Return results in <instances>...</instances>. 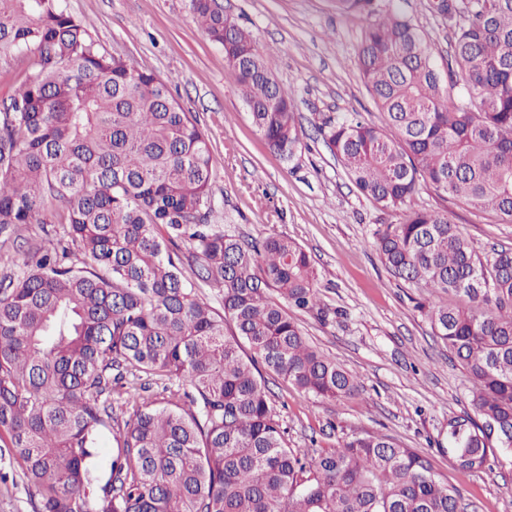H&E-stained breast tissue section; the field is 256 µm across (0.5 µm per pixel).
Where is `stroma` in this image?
I'll return each instance as SVG.
<instances>
[{"instance_id": "35a3bbf8", "label": "stroma", "mask_w": 512, "mask_h": 512, "mask_svg": "<svg viewBox=\"0 0 512 512\" xmlns=\"http://www.w3.org/2000/svg\"><path fill=\"white\" fill-rule=\"evenodd\" d=\"M224 12L252 31L266 63L290 91L302 133L283 160L253 124L223 50L199 28L191 0H66L95 44L151 70L205 132L215 169L212 221L249 238L285 235L319 271L327 317L300 314L321 351L358 382L341 401L316 400L270 378L275 411L288 445L337 447L342 436L375 432L430 457L460 494L465 512H512V455L485 470H457L442 444L448 420L470 411L465 372L435 338L420 304H448V294L405 283L385 266L375 241L395 222L352 186L318 128L326 117H356L385 126L359 73L356 49L366 21L336 12L331 0H220ZM446 65L452 34L431 0H393ZM412 207L444 209L479 256L512 247V223L456 204L420 185ZM112 428L93 460L100 481L110 477L116 439L133 414L113 390ZM28 490L7 454L0 453V512H30Z\"/></svg>"}]
</instances>
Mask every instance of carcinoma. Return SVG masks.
Wrapping results in <instances>:
<instances>
[{"instance_id":"1","label":"carcinoma","mask_w":512,"mask_h":512,"mask_svg":"<svg viewBox=\"0 0 512 512\" xmlns=\"http://www.w3.org/2000/svg\"><path fill=\"white\" fill-rule=\"evenodd\" d=\"M333 3L368 20L357 62L388 128L329 117L319 132L357 190L397 216L376 240L391 273L460 300L425 315L471 383L448 454L479 471L512 453V248L482 259L448 211L410 202L426 182L512 220V0H458L444 75L390 4ZM191 4L254 125L290 160L296 106L264 50L218 0ZM8 56L27 76L0 100V449L32 512H461L431 460L387 435L288 447L261 370L321 400L357 381L292 315L324 312L306 250L212 223L208 139L167 85L99 50L65 0H0ZM29 224L42 236L25 238ZM173 380L189 386L178 400L141 398ZM114 385L136 409L100 487Z\"/></svg>"}]
</instances>
